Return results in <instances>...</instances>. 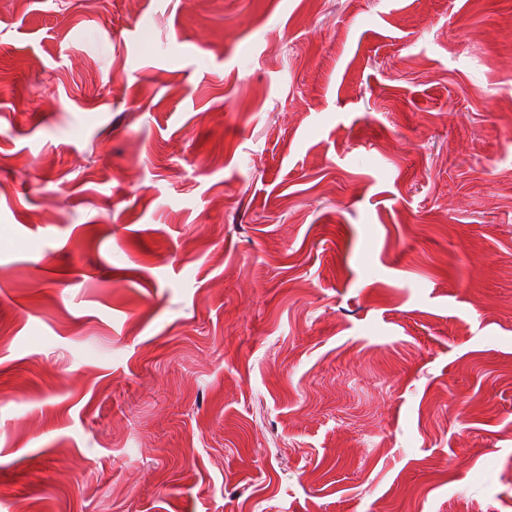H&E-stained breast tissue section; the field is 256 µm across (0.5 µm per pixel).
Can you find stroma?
I'll list each match as a JSON object with an SVG mask.
<instances>
[{"mask_svg": "<svg viewBox=\"0 0 512 512\" xmlns=\"http://www.w3.org/2000/svg\"><path fill=\"white\" fill-rule=\"evenodd\" d=\"M0 512H512V0L0 9Z\"/></svg>", "mask_w": 512, "mask_h": 512, "instance_id": "35a3bbf8", "label": "stroma"}]
</instances>
